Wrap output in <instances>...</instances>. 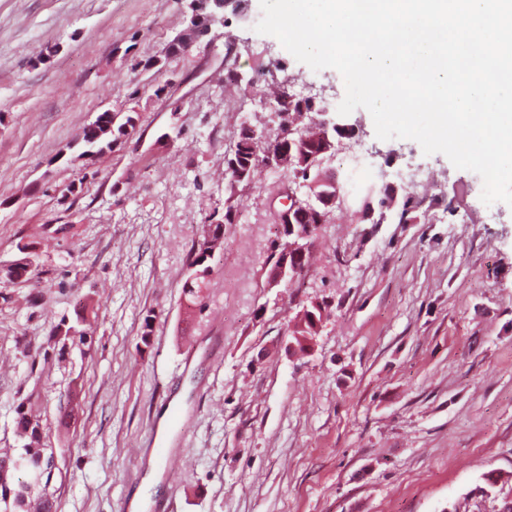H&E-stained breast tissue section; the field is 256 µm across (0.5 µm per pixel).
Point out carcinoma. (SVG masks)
Here are the masks:
<instances>
[{
    "label": "carcinoma",
    "instance_id": "cac0c4a2",
    "mask_svg": "<svg viewBox=\"0 0 512 512\" xmlns=\"http://www.w3.org/2000/svg\"><path fill=\"white\" fill-rule=\"evenodd\" d=\"M276 113L282 120L281 133L270 139L261 132L248 134L245 125L248 117H243L233 147L224 156V172L230 191L249 186L261 166H267L269 156L280 157L282 171L288 173V184L304 185L312 195L341 197L344 194H364L361 202L362 217L376 218L381 224L392 215L400 224L416 221L417 209L422 201L394 185L381 188L376 184L358 185L354 180L339 182L336 175H329L323 167L315 164L317 155L324 147L318 137L321 116L319 105L305 97H299L288 89H283L276 101ZM135 128L136 117L132 112H101L84 135V152L103 155L112 151L121 140L125 127ZM339 206L320 207L304 205L294 211L295 229L281 232L280 248H288V253L296 254L294 244L301 234L313 236L321 224L329 223L330 216ZM235 206L224 202L223 215L213 211L208 217V229L215 236H224V225L235 223ZM19 257L28 259L24 266L15 263L0 265V280L14 282L28 279L37 271V255L28 244L17 245ZM212 258L205 256L199 242H194L189 255L188 275L183 285L185 298H194L203 304L208 277L212 272ZM330 315L328 306L311 304L302 308L295 318L288 321L290 343L304 353L318 335L323 318ZM86 308L75 312V319L62 317L56 326L61 348L68 342L81 345L88 343ZM18 446L0 451V512H58L56 492L51 490L55 468L50 464L54 450L44 443L40 420L17 408Z\"/></svg>",
    "mask_w": 512,
    "mask_h": 512
}]
</instances>
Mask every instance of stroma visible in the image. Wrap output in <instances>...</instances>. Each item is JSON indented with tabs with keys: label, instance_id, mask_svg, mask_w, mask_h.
<instances>
[{
	"label": "stroma",
	"instance_id": "obj_1",
	"mask_svg": "<svg viewBox=\"0 0 512 512\" xmlns=\"http://www.w3.org/2000/svg\"><path fill=\"white\" fill-rule=\"evenodd\" d=\"M186 8L0 0V264L27 242L41 269L0 282V448L15 446L26 402L56 450L59 512H133L152 471L145 512L168 497L176 512H447L461 501L496 512L512 494V207L485 205L481 177L445 155L379 140L358 108L348 121L359 133L329 169L360 142L392 170L424 163L436 185L414 223L372 224L349 203L319 226L305 279L269 286L284 175L262 168L229 192L224 153L241 116L277 132L260 99L306 82L336 106L344 80L255 32L256 2L247 19L225 12L166 56ZM229 43L247 76L232 89ZM258 44L269 55L255 56ZM153 55L166 56L164 69L139 67ZM106 110L137 112L136 132L85 165L82 132ZM459 188L465 212L452 216ZM228 198L236 221L224 227L208 307L192 311L189 250ZM322 300L331 315L312 352L290 351L289 318ZM82 305L89 352L46 353L60 317ZM66 403L73 412L58 420ZM159 439L170 458L151 454ZM491 472L502 480L485 496Z\"/></svg>",
	"mask_w": 512,
	"mask_h": 512
}]
</instances>
